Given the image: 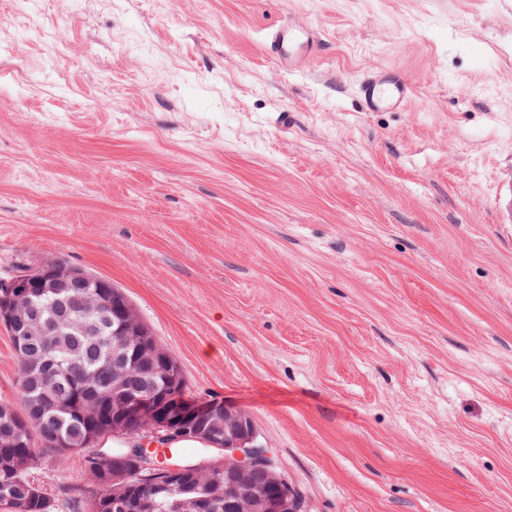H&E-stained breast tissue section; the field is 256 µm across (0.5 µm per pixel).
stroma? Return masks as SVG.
I'll return each mask as SVG.
<instances>
[{
  "instance_id": "stroma-1",
  "label": "stroma",
  "mask_w": 512,
  "mask_h": 512,
  "mask_svg": "<svg viewBox=\"0 0 512 512\" xmlns=\"http://www.w3.org/2000/svg\"><path fill=\"white\" fill-rule=\"evenodd\" d=\"M0 282L106 279L306 512H512V0H0ZM315 22L285 74L267 28ZM392 67L402 112L356 83ZM0 325V402L20 406ZM27 477L99 492L84 451ZM414 91L413 84L407 78L388 68L364 73L356 86V95L364 112L404 111Z\"/></svg>"
}]
</instances>
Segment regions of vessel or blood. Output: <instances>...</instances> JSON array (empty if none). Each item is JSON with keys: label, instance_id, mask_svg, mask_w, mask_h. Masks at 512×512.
Returning <instances> with one entry per match:
<instances>
[{"label": "vessel or blood", "instance_id": "obj_1", "mask_svg": "<svg viewBox=\"0 0 512 512\" xmlns=\"http://www.w3.org/2000/svg\"><path fill=\"white\" fill-rule=\"evenodd\" d=\"M321 44L322 33L318 26L301 25L288 19L269 29L264 48L281 71L296 73L318 57ZM414 91L407 78L388 68L364 73L356 86L360 107L365 112L405 110Z\"/></svg>", "mask_w": 512, "mask_h": 512}]
</instances>
